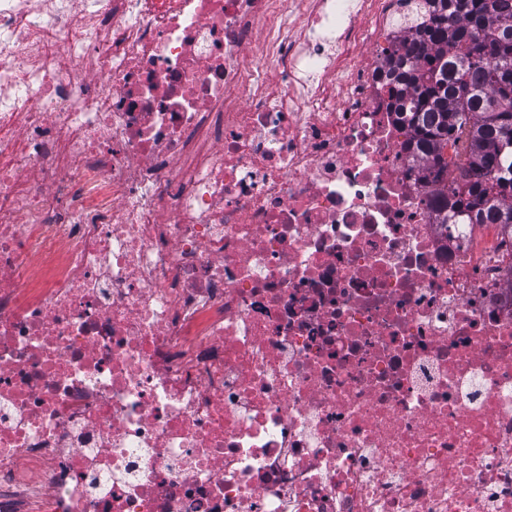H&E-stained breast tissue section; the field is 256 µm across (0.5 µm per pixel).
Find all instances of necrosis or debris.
Listing matches in <instances>:
<instances>
[{"label": "necrosis or debris", "instance_id": "1", "mask_svg": "<svg viewBox=\"0 0 512 512\" xmlns=\"http://www.w3.org/2000/svg\"><path fill=\"white\" fill-rule=\"evenodd\" d=\"M414 6L0 0V512H512V246L436 222Z\"/></svg>", "mask_w": 512, "mask_h": 512}]
</instances>
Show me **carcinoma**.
Masks as SVG:
<instances>
[{
    "label": "carcinoma",
    "mask_w": 512,
    "mask_h": 512,
    "mask_svg": "<svg viewBox=\"0 0 512 512\" xmlns=\"http://www.w3.org/2000/svg\"><path fill=\"white\" fill-rule=\"evenodd\" d=\"M422 14L387 61L412 151L441 183L443 149H462L449 211L512 232V0H424Z\"/></svg>",
    "instance_id": "cac0c4a2"
}]
</instances>
